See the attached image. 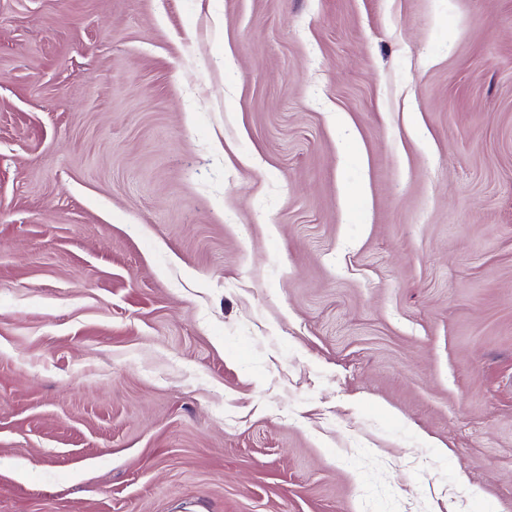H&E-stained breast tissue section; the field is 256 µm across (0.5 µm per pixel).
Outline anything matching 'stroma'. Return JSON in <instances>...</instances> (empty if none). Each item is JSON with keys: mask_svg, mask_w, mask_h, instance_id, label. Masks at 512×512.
Returning a JSON list of instances; mask_svg holds the SVG:
<instances>
[{"mask_svg": "<svg viewBox=\"0 0 512 512\" xmlns=\"http://www.w3.org/2000/svg\"><path fill=\"white\" fill-rule=\"evenodd\" d=\"M0 512H512V0H0Z\"/></svg>", "mask_w": 512, "mask_h": 512, "instance_id": "35a3bbf8", "label": "stroma"}]
</instances>
